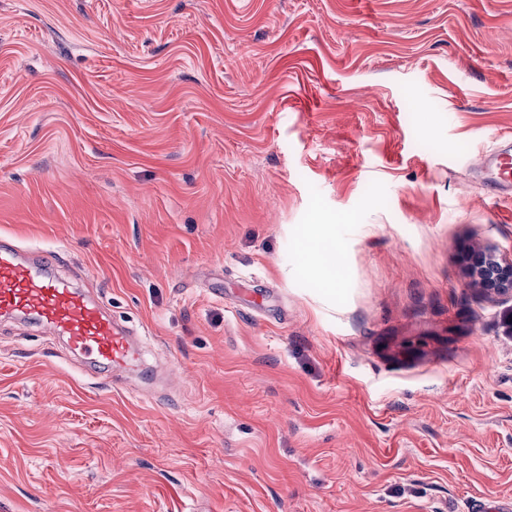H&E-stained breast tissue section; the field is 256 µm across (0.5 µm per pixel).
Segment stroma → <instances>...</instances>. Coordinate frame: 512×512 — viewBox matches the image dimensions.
<instances>
[{"label":"stroma","mask_w":512,"mask_h":512,"mask_svg":"<svg viewBox=\"0 0 512 512\" xmlns=\"http://www.w3.org/2000/svg\"><path fill=\"white\" fill-rule=\"evenodd\" d=\"M492 147L512 0H0V241L155 368L0 320V512H512ZM320 225V229L315 235L310 236L306 240V255L308 262L315 265L318 272L325 277V281L330 289H334L337 286L336 283V272L334 263L327 261L325 255L328 252L335 255V241L336 238L329 235L327 232L329 224H317ZM475 284L486 291L501 292L512 288V257H501L495 250L480 252L471 267Z\"/></svg>","instance_id":"1"}]
</instances>
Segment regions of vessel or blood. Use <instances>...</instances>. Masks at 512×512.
Listing matches in <instances>:
<instances>
[{
    "label": "vessel or blood",
    "instance_id": "obj_1",
    "mask_svg": "<svg viewBox=\"0 0 512 512\" xmlns=\"http://www.w3.org/2000/svg\"><path fill=\"white\" fill-rule=\"evenodd\" d=\"M480 170L488 192L512 195L511 151L486 155ZM58 261L55 250L26 252L7 242L0 244V316H29L41 334L63 338L84 364L111 371L138 367L141 354L131 330L56 275Z\"/></svg>",
    "mask_w": 512,
    "mask_h": 512
}]
</instances>
